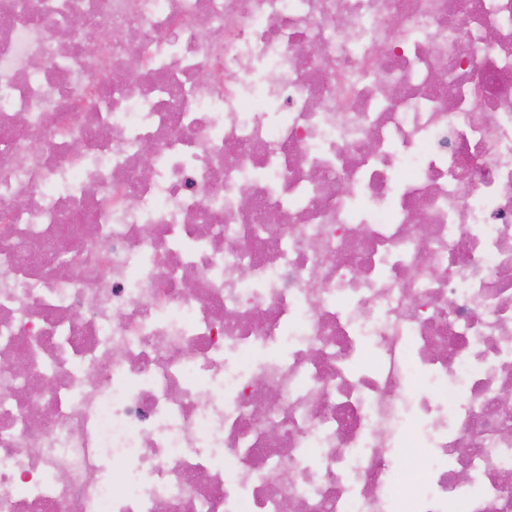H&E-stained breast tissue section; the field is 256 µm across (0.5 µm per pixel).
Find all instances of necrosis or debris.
Here are the masks:
<instances>
[{
  "label": "necrosis or debris",
  "instance_id": "obj_1",
  "mask_svg": "<svg viewBox=\"0 0 512 512\" xmlns=\"http://www.w3.org/2000/svg\"><path fill=\"white\" fill-rule=\"evenodd\" d=\"M510 389L512 0H0V512H512Z\"/></svg>",
  "mask_w": 512,
  "mask_h": 512
}]
</instances>
